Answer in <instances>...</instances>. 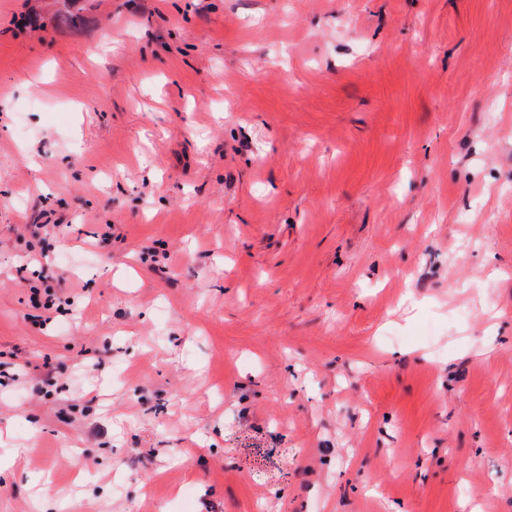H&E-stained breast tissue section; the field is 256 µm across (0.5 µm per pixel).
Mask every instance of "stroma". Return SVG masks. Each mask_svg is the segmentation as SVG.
<instances>
[{
	"label": "stroma",
	"instance_id": "stroma-1",
	"mask_svg": "<svg viewBox=\"0 0 512 512\" xmlns=\"http://www.w3.org/2000/svg\"><path fill=\"white\" fill-rule=\"evenodd\" d=\"M48 505L512 512V0H0V512Z\"/></svg>",
	"mask_w": 512,
	"mask_h": 512
}]
</instances>
